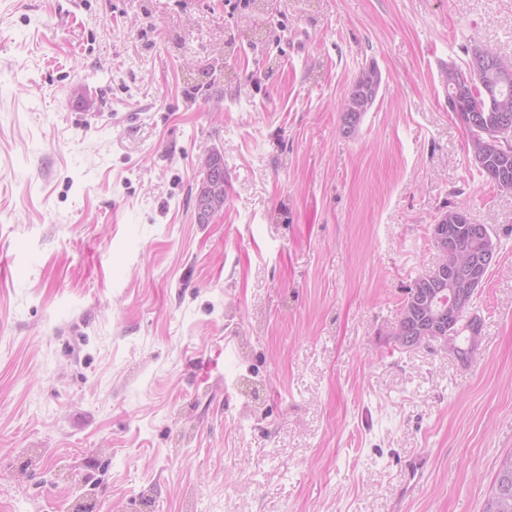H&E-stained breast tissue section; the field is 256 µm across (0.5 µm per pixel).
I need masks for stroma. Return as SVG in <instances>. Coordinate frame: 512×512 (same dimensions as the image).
<instances>
[{"label":"stroma","instance_id":"1","mask_svg":"<svg viewBox=\"0 0 512 512\" xmlns=\"http://www.w3.org/2000/svg\"><path fill=\"white\" fill-rule=\"evenodd\" d=\"M259 2L0 0V512H482L512 194L439 73L512 57V0ZM452 207L500 239L464 360L393 336ZM370 66H375L378 69V67L375 63H372V64L361 69L349 95L345 99L344 104L342 106V112H344L343 113L342 134L345 135L346 137H351L355 134L350 129L351 128L350 126H352L351 120L353 119L357 123V126H358L359 121L362 116V114H360V112H346V111L348 109H351V110L363 109V112H370V110L372 109V107L375 103L376 96H377L378 90H379L381 82H382V74H381V71L378 69V71H379L378 88L375 91L370 90L367 93L365 91V88H369L370 85H369L368 81L366 80V73H367V70H370L369 69ZM366 97H368V99H369V102H370L369 105H367ZM209 154L212 159L208 169L212 188L209 189L208 194L212 204L213 217L224 209L227 198V181H224V157L218 151H212Z\"/></svg>","mask_w":512,"mask_h":512}]
</instances>
